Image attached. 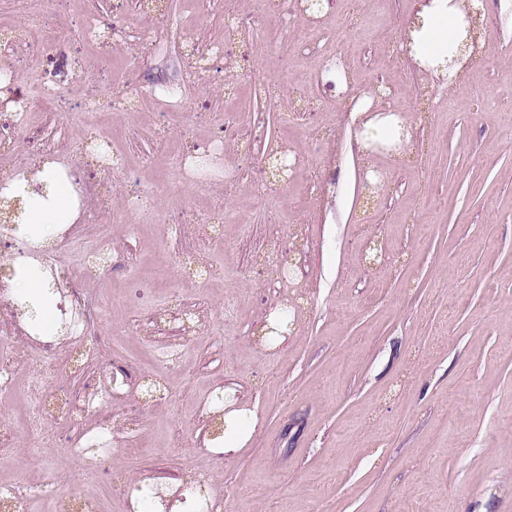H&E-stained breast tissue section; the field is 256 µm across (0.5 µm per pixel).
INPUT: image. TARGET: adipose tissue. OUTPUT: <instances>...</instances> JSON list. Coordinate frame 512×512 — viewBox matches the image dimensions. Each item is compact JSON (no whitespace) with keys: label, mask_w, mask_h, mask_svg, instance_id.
Instances as JSON below:
<instances>
[{"label":"adipose tissue","mask_w":512,"mask_h":512,"mask_svg":"<svg viewBox=\"0 0 512 512\" xmlns=\"http://www.w3.org/2000/svg\"><path fill=\"white\" fill-rule=\"evenodd\" d=\"M422 25L414 35L411 51L423 69L443 76L453 75L458 64L448 47L451 32H464V15L459 0H428L421 13ZM0 196L21 199V234L31 242H42L80 223L84 211L68 167L59 162L43 164L34 173H18L0 181ZM47 272L24 262L16 266L10 286L14 304L31 315L29 330L53 336L58 328V308L46 287ZM257 426L253 410L224 397V438L214 442V454H236L251 441Z\"/></svg>","instance_id":"1"}]
</instances>
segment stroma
<instances>
[{"mask_svg":"<svg viewBox=\"0 0 512 512\" xmlns=\"http://www.w3.org/2000/svg\"><path fill=\"white\" fill-rule=\"evenodd\" d=\"M481 5L467 80L491 94L448 92L424 121L414 99L436 80L401 51L418 0H335L313 30L285 0H0V68L28 92L23 110L0 107L14 135L0 175L69 164L85 216L56 274L104 246L90 309L121 299L79 372L53 367L67 338L40 369L14 365L0 481L48 479L100 512H132L136 480L169 491L189 475L220 502L250 488L243 512H512V55L495 50L512 41V0ZM231 12L248 19L233 34ZM30 14L41 32L24 31ZM339 41L349 86L385 84L404 151L364 152L358 121H340L345 85L322 69ZM303 98L316 108L288 124ZM271 155L291 160L285 178ZM184 156L214 165L198 176ZM105 368L121 395L83 426L54 423L32 455L34 375L78 393ZM153 377L171 401L146 402ZM227 389L258 418L228 458L207 449ZM104 419L133 453H73Z\"/></svg>","mask_w":512,"mask_h":512,"instance_id":"1","label":"stroma"}]
</instances>
